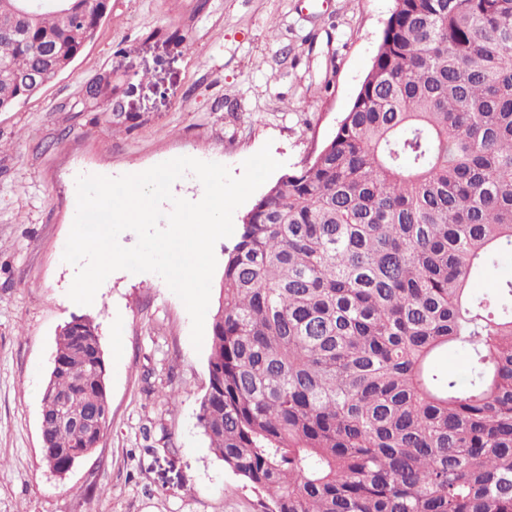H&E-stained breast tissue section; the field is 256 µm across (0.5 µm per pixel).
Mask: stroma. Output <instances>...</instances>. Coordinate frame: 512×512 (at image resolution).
<instances>
[{"instance_id": "1", "label": "stroma", "mask_w": 512, "mask_h": 512, "mask_svg": "<svg viewBox=\"0 0 512 512\" xmlns=\"http://www.w3.org/2000/svg\"><path fill=\"white\" fill-rule=\"evenodd\" d=\"M394 0H111L53 82L0 112V512H261L198 425L208 348L153 273L113 272L97 305L68 296L76 179L188 156L228 166L270 145L319 150L371 68ZM110 79L104 97L89 85ZM99 329L109 425L58 477L41 462L42 390L57 333Z\"/></svg>"}]
</instances>
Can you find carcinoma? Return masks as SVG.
I'll use <instances>...</instances> for the list:
<instances>
[{
	"label": "carcinoma",
	"instance_id": "obj_1",
	"mask_svg": "<svg viewBox=\"0 0 512 512\" xmlns=\"http://www.w3.org/2000/svg\"><path fill=\"white\" fill-rule=\"evenodd\" d=\"M0 0V111L40 91L102 22ZM52 47L47 68L40 49ZM512 0H395L373 64L321 149L259 198L224 249L197 419L264 512H512ZM467 355L466 375L439 369ZM49 378L103 409L97 325L59 336ZM61 472L96 430L60 425Z\"/></svg>",
	"mask_w": 512,
	"mask_h": 512
}]
</instances>
